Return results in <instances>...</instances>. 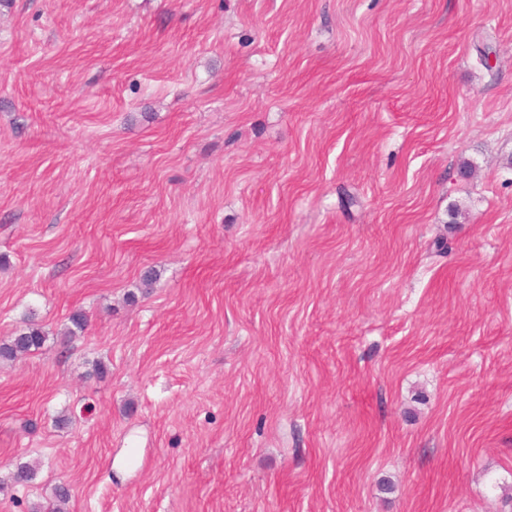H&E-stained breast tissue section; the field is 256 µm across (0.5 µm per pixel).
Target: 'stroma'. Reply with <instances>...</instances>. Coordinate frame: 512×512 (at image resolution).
Here are the masks:
<instances>
[{
    "label": "stroma",
    "mask_w": 512,
    "mask_h": 512,
    "mask_svg": "<svg viewBox=\"0 0 512 512\" xmlns=\"http://www.w3.org/2000/svg\"><path fill=\"white\" fill-rule=\"evenodd\" d=\"M1 257L0 512H512V0H0ZM46 340L47 336L41 327L35 323H26L15 336L0 344V358L14 360L18 356L39 350Z\"/></svg>",
    "instance_id": "stroma-1"
}]
</instances>
